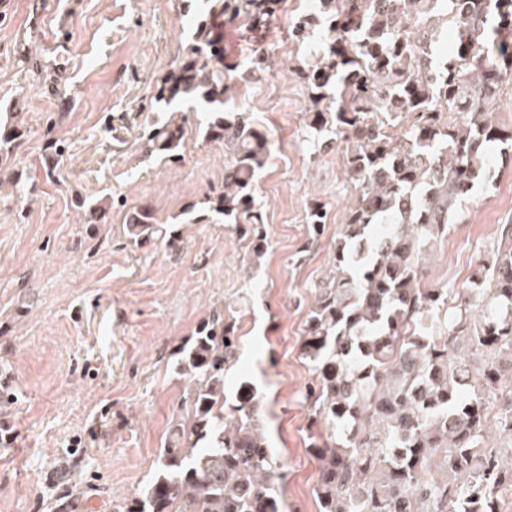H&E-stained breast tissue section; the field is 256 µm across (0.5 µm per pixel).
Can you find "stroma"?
<instances>
[{"label": "stroma", "instance_id": "obj_1", "mask_svg": "<svg viewBox=\"0 0 512 512\" xmlns=\"http://www.w3.org/2000/svg\"><path fill=\"white\" fill-rule=\"evenodd\" d=\"M318 0H281L273 59L304 61L294 23ZM199 0H0V122L25 130L0 187V512H123L152 479L158 449L189 387L174 351L231 308L240 358L226 378L263 395L265 423L288 474L287 512H318L317 463L308 453L313 371L301 355L315 288L355 190L344 155L304 139L309 97L294 75L239 81L229 107L271 135L257 179L268 250L253 259L222 217L189 223L187 206L224 180L228 154L206 145L189 117L183 157L142 153L139 116L191 33ZM65 156L46 173L45 146ZM326 204L324 231L308 240L311 197ZM102 200L109 221L89 224L80 201ZM161 218L150 242L132 243L128 209ZM512 223V164L491 156L457 222L430 256L424 283L466 287L476 260Z\"/></svg>", "mask_w": 512, "mask_h": 512}]
</instances>
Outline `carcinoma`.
Listing matches in <instances>:
<instances>
[{
	"instance_id": "carcinoma-1",
	"label": "carcinoma",
	"mask_w": 512,
	"mask_h": 512,
	"mask_svg": "<svg viewBox=\"0 0 512 512\" xmlns=\"http://www.w3.org/2000/svg\"><path fill=\"white\" fill-rule=\"evenodd\" d=\"M280 0H204L194 33L155 82L150 108L168 113L143 132L146 151L182 158L183 106L208 114L204 143L231 157L206 210L234 226L251 254L267 251L256 179L271 135L225 94L240 63L224 58V28L243 26L258 47L249 73L270 69L261 37ZM456 38L435 52L442 31ZM313 53L291 72L309 92L305 130L321 148L350 144L356 198L336 238L329 275L315 288L301 353L313 378L308 451L318 463V512H505L512 490V224L456 292L448 333L446 288L421 272L448 236L456 206L489 165V148L512 162V126L497 120L512 82V0H319L293 26ZM24 131L0 124V167ZM325 203L307 212L309 242ZM161 223L145 206L128 213L130 238ZM375 224H391L379 239ZM236 318L201 324L175 352L189 378V409L170 426L150 483L125 512H285L287 473L264 431V399L245 377L225 390L239 359ZM349 425L336 441V422Z\"/></svg>"
}]
</instances>
